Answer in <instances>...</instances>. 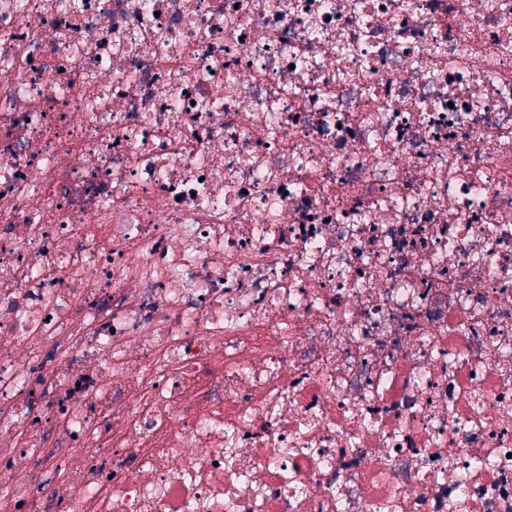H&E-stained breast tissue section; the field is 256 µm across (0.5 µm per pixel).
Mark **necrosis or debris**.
Returning a JSON list of instances; mask_svg holds the SVG:
<instances>
[{
	"label": "necrosis or debris",
	"instance_id": "necrosis-or-debris-1",
	"mask_svg": "<svg viewBox=\"0 0 512 512\" xmlns=\"http://www.w3.org/2000/svg\"><path fill=\"white\" fill-rule=\"evenodd\" d=\"M0 512H512V0H0Z\"/></svg>",
	"mask_w": 512,
	"mask_h": 512
}]
</instances>
